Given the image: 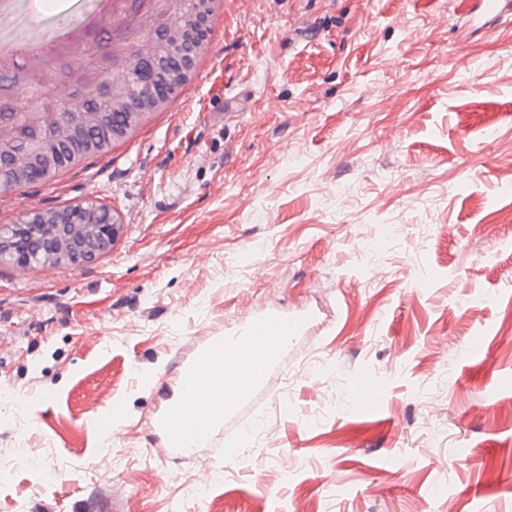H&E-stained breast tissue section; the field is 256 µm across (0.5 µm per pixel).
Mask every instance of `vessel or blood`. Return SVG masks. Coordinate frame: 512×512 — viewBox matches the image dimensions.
<instances>
[{
    "label": "vessel or blood",
    "mask_w": 512,
    "mask_h": 512,
    "mask_svg": "<svg viewBox=\"0 0 512 512\" xmlns=\"http://www.w3.org/2000/svg\"><path fill=\"white\" fill-rule=\"evenodd\" d=\"M461 30L497 27L512 18V0H464ZM311 321L292 313L251 310L239 314L233 331L207 337L175 362V393L152 420L162 454L183 457L209 441L282 360L290 343Z\"/></svg>",
    "instance_id": "vessel-or-blood-1"
}]
</instances>
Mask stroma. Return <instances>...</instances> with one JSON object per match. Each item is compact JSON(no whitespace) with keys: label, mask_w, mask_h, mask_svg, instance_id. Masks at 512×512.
Instances as JSON below:
<instances>
[{"label":"stroma","mask_w":512,"mask_h":512,"mask_svg":"<svg viewBox=\"0 0 512 512\" xmlns=\"http://www.w3.org/2000/svg\"><path fill=\"white\" fill-rule=\"evenodd\" d=\"M95 2L14 11L49 33ZM453 9L226 0L184 101L0 194V225L90 195L125 221L76 268L0 261V512H209L195 458L228 444L223 512H512V27L464 43ZM248 307L315 322L218 446L161 459L139 375Z\"/></svg>","instance_id":"1"}]
</instances>
